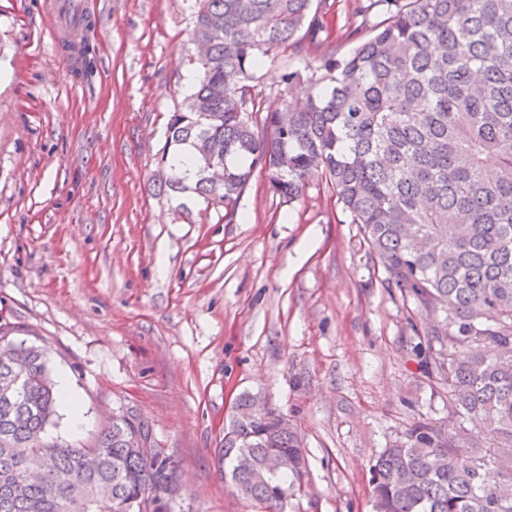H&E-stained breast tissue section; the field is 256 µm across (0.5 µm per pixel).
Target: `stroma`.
Here are the masks:
<instances>
[{"label": "stroma", "instance_id": "35a3bbf8", "mask_svg": "<svg viewBox=\"0 0 512 512\" xmlns=\"http://www.w3.org/2000/svg\"><path fill=\"white\" fill-rule=\"evenodd\" d=\"M50 0H0V324L48 349L73 407L49 435L79 446L136 411L185 489L171 512H264L215 450L239 394L288 416L307 458L284 512H373L370 466L416 421L460 428L425 373L424 313L386 287L359 225L320 175L285 203L255 171L235 222L162 190L160 150L195 71L194 0H93L91 67L64 65ZM344 55L353 0H314ZM289 55L255 75L265 106ZM83 422L71 427V410Z\"/></svg>", "mask_w": 512, "mask_h": 512}]
</instances>
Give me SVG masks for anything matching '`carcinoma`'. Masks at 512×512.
Returning a JSON list of instances; mask_svg holds the SVG:
<instances>
[{
    "mask_svg": "<svg viewBox=\"0 0 512 512\" xmlns=\"http://www.w3.org/2000/svg\"><path fill=\"white\" fill-rule=\"evenodd\" d=\"M357 42L323 55L288 117L252 82L280 53L316 51L324 23L313 0H195L192 38L208 48L161 162L191 150L193 185L233 221L252 173L296 201L314 173L359 224L385 282L434 316L422 366L448 384V407L475 434L450 439L418 421L371 466L375 512H512V0H357ZM212 160L224 182L209 180ZM0 324V512H166L176 478L139 414L113 421L87 448L47 438L60 401L43 346ZM217 454L243 498L281 512L301 484L302 441L275 420H231ZM138 434L144 448L128 446ZM276 451L288 464L254 477Z\"/></svg>",
    "mask_w": 512,
    "mask_h": 512,
    "instance_id": "1",
    "label": "carcinoma"
}]
</instances>
